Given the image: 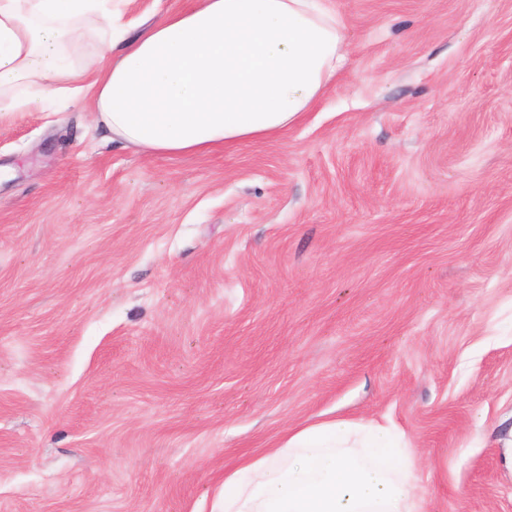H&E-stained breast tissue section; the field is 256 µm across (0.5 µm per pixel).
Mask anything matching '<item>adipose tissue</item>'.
Here are the masks:
<instances>
[{
	"instance_id": "adipose-tissue-1",
	"label": "adipose tissue",
	"mask_w": 512,
	"mask_h": 512,
	"mask_svg": "<svg viewBox=\"0 0 512 512\" xmlns=\"http://www.w3.org/2000/svg\"><path fill=\"white\" fill-rule=\"evenodd\" d=\"M110 0H0V112L88 98L113 139L165 156L274 137L301 121L343 65L324 0H196L145 29L113 31L75 61L78 22ZM223 512H422L398 439L328 421L244 458Z\"/></svg>"
}]
</instances>
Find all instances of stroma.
I'll return each mask as SVG.
<instances>
[{"instance_id": "1", "label": "stroma", "mask_w": 512, "mask_h": 512, "mask_svg": "<svg viewBox=\"0 0 512 512\" xmlns=\"http://www.w3.org/2000/svg\"><path fill=\"white\" fill-rule=\"evenodd\" d=\"M333 4L348 61L276 137L0 114V512H219L330 420L401 432L424 512H512V0Z\"/></svg>"}]
</instances>
